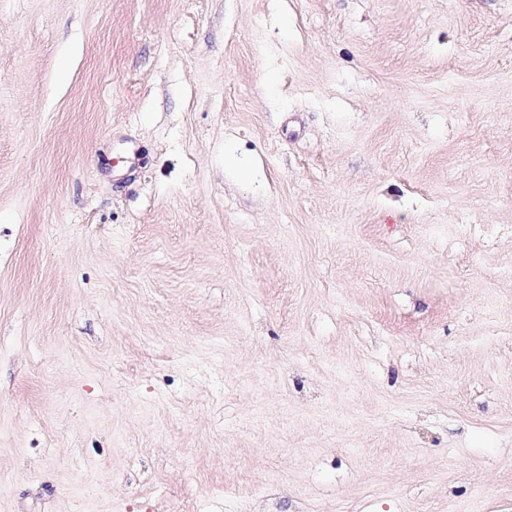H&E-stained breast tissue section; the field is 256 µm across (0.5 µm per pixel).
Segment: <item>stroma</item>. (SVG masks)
Here are the masks:
<instances>
[{
  "instance_id": "stroma-1",
  "label": "stroma",
  "mask_w": 512,
  "mask_h": 512,
  "mask_svg": "<svg viewBox=\"0 0 512 512\" xmlns=\"http://www.w3.org/2000/svg\"><path fill=\"white\" fill-rule=\"evenodd\" d=\"M0 512H512V0H0Z\"/></svg>"
}]
</instances>
